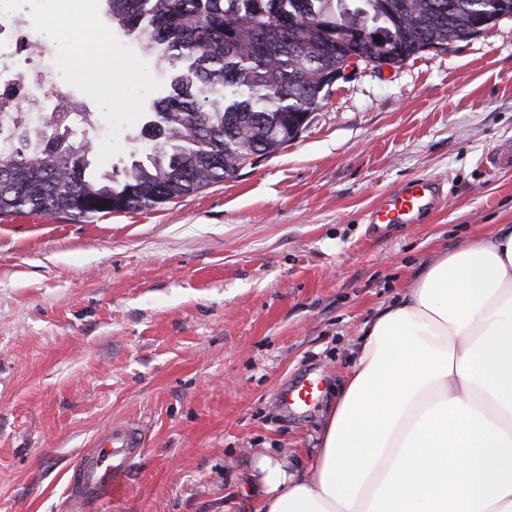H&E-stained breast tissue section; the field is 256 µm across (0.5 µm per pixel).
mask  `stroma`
<instances>
[{"label":"stroma","instance_id":"obj_1","mask_svg":"<svg viewBox=\"0 0 512 512\" xmlns=\"http://www.w3.org/2000/svg\"><path fill=\"white\" fill-rule=\"evenodd\" d=\"M65 42L109 26L104 0H19ZM108 89L71 94L112 121L104 169L139 156L163 68L126 34ZM512 18L404 63L359 64L300 137L236 177L159 207L85 221L0 216V512H65L97 433L131 421L146 449L121 498L86 512H254L262 448L307 464L321 411L375 310L434 254L512 224ZM413 179L442 183L416 224L369 213ZM305 404L282 395L308 378Z\"/></svg>","mask_w":512,"mask_h":512}]
</instances>
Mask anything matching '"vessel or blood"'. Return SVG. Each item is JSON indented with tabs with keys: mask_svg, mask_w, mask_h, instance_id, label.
I'll use <instances>...</instances> for the list:
<instances>
[{
	"mask_svg": "<svg viewBox=\"0 0 512 512\" xmlns=\"http://www.w3.org/2000/svg\"><path fill=\"white\" fill-rule=\"evenodd\" d=\"M442 194L439 182L413 180L386 196L369 214L373 224H416L433 210ZM142 428L135 423L112 425L98 434L81 459L69 493V512H84L87 501L118 498L134 461L144 450Z\"/></svg>",
	"mask_w": 512,
	"mask_h": 512,
	"instance_id": "vessel-or-blood-1",
	"label": "vessel or blood"
}]
</instances>
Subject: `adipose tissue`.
I'll use <instances>...</instances> for the list:
<instances>
[{
  "label": "adipose tissue",
  "mask_w": 512,
  "mask_h": 512,
  "mask_svg": "<svg viewBox=\"0 0 512 512\" xmlns=\"http://www.w3.org/2000/svg\"><path fill=\"white\" fill-rule=\"evenodd\" d=\"M250 477L256 512H512V224L380 306L306 468L268 449Z\"/></svg>",
  "instance_id": "adipose-tissue-1"
}]
</instances>
